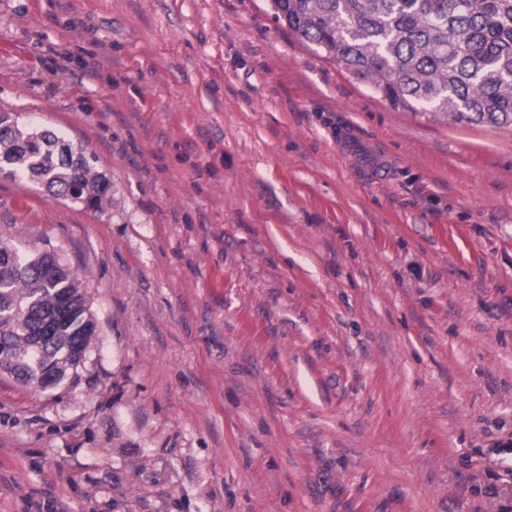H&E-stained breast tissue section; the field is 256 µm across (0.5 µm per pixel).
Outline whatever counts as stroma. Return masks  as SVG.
Returning a JSON list of instances; mask_svg holds the SVG:
<instances>
[{
    "label": "stroma",
    "instance_id": "stroma-1",
    "mask_svg": "<svg viewBox=\"0 0 512 512\" xmlns=\"http://www.w3.org/2000/svg\"><path fill=\"white\" fill-rule=\"evenodd\" d=\"M0 113L98 208L0 176V245L96 331L0 372V512H497L512 132L393 109L270 0H0ZM0 126V174L25 177L53 196L69 198L78 187V197L86 196L84 207L97 208L109 184L94 171L82 146H74L55 132L19 126L9 115Z\"/></svg>",
    "mask_w": 512,
    "mask_h": 512
}]
</instances>
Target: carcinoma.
<instances>
[{
  "label": "carcinoma",
  "mask_w": 512,
  "mask_h": 512,
  "mask_svg": "<svg viewBox=\"0 0 512 512\" xmlns=\"http://www.w3.org/2000/svg\"><path fill=\"white\" fill-rule=\"evenodd\" d=\"M277 22L393 108L512 131V0H272ZM0 126V174L97 207L109 184L82 146L47 129ZM95 324L73 272L50 254L0 255V368L59 382Z\"/></svg>",
  "instance_id": "1"
}]
</instances>
